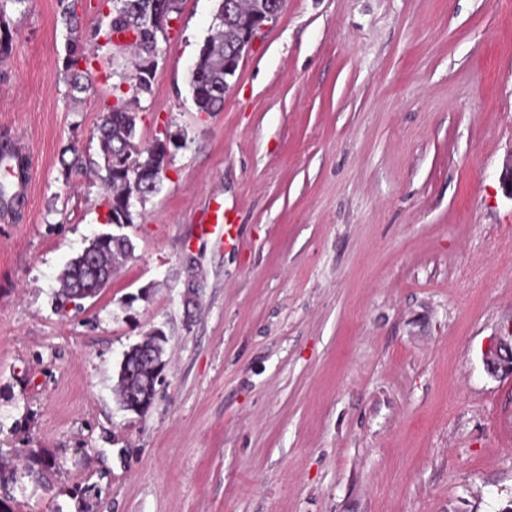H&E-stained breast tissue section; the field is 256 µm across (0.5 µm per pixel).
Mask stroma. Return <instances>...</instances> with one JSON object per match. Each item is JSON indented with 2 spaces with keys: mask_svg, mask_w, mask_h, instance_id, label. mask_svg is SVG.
I'll return each instance as SVG.
<instances>
[{
  "mask_svg": "<svg viewBox=\"0 0 512 512\" xmlns=\"http://www.w3.org/2000/svg\"><path fill=\"white\" fill-rule=\"evenodd\" d=\"M217 6L182 0L158 44L137 141L185 140L119 227L94 130L135 56L104 47L71 91L57 0H0V135L34 164L0 218V461L57 462L14 512H512V376L483 364L512 326V0H286L200 112ZM215 200L238 250L198 232ZM118 232L133 254L59 307L67 262ZM156 328L137 415L118 365ZM25 470L28 477L40 484H45L56 469V461L42 449H25L22 451Z\"/></svg>",
  "mask_w": 512,
  "mask_h": 512,
  "instance_id": "stroma-1",
  "label": "stroma"
}]
</instances>
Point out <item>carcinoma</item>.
Listing matches in <instances>:
<instances>
[{
	"label": "carcinoma",
	"mask_w": 512,
	"mask_h": 512,
	"mask_svg": "<svg viewBox=\"0 0 512 512\" xmlns=\"http://www.w3.org/2000/svg\"><path fill=\"white\" fill-rule=\"evenodd\" d=\"M119 7L109 22L106 43H112L116 32L130 30L135 34L133 47L138 56L134 87L139 94L152 92L157 68L159 36L165 35L167 24H158L156 18L165 20L179 13L181 0H115ZM221 0L216 16H225L219 23L216 34L204 43L198 58L190 71L189 86L192 101L200 112H220L224 108V56L229 54L233 36L242 22L246 3L236 4L230 13H224ZM61 20L67 30H79L81 17L78 13L79 0H58ZM101 44L89 46L77 39L70 41L59 72L63 73L73 91L86 93L92 89V66L98 57ZM95 135L99 141L106 175L104 183L109 191L107 205L109 221L119 222L128 218L129 199L138 194L147 199L157 194L172 150L180 147L178 134H169L163 139L156 138L147 147L140 149L135 144L136 116L129 111L121 97L106 106L101 112ZM9 158L15 162L14 170L19 185L28 179V159L19 149L4 144L0 146V159ZM134 251L131 240L124 235L105 234L99 239L91 257L79 253L62 270L57 292L60 305L72 301L75 308L82 307L76 298L77 288L99 290L112 278V267L120 257ZM152 363L144 360L143 352L136 349L127 355L125 367L118 371L117 392L119 401L124 403L131 397L147 396L153 400L155 392H146ZM25 470L33 481L44 484L56 469V461L43 450L22 451Z\"/></svg>",
	"instance_id": "1"
}]
</instances>
